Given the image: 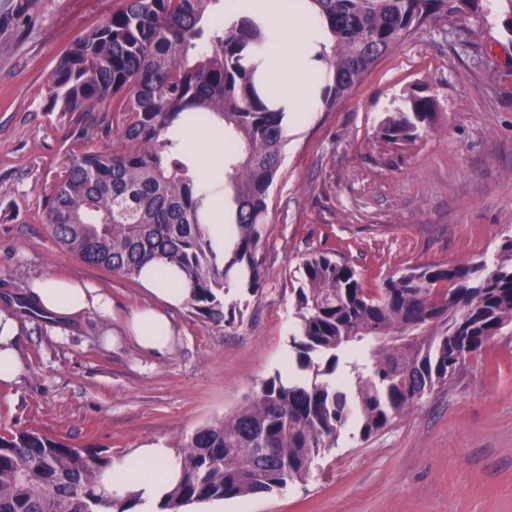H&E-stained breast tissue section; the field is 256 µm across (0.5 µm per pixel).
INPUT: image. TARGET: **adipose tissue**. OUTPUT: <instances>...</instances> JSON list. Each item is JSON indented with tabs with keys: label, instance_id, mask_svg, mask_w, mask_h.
<instances>
[{
	"label": "adipose tissue",
	"instance_id": "adipose-tissue-1",
	"mask_svg": "<svg viewBox=\"0 0 512 512\" xmlns=\"http://www.w3.org/2000/svg\"><path fill=\"white\" fill-rule=\"evenodd\" d=\"M257 19L264 33L261 47L248 59L254 66V82L273 110L288 122L308 119L331 83L327 63L331 35L313 0H224V17ZM184 151L208 171L209 235L223 247L232 233L225 222V191L218 162L224 156V140L217 126L191 125L182 133ZM138 281L150 296L149 305L131 310L122 322V333L145 354L166 356L177 336L170 318L173 308L186 305L192 296L190 283L163 259L147 263ZM30 292L47 313L53 315L55 336L68 333L71 322L88 314L108 321L113 317L111 297L96 284L66 275L33 279ZM22 323L10 310H0V382L17 381L24 369L17 340ZM179 477V466L164 444L141 447L113 457L99 485L106 503L102 512H116V503L130 495L140 499V512H156Z\"/></svg>",
	"mask_w": 512,
	"mask_h": 512
}]
</instances>
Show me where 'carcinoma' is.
Wrapping results in <instances>:
<instances>
[{
	"instance_id": "cac0c4a2",
	"label": "carcinoma",
	"mask_w": 512,
	"mask_h": 512,
	"mask_svg": "<svg viewBox=\"0 0 512 512\" xmlns=\"http://www.w3.org/2000/svg\"><path fill=\"white\" fill-rule=\"evenodd\" d=\"M220 0H120L80 37L50 73L47 110L81 120L103 101L122 114L94 117L105 135L117 129L124 149L73 153L47 202L58 244L83 262L134 280L155 257L190 281L188 303L215 322L233 279L256 292V257L267 224L269 189L281 165L284 113L268 106L243 64L263 41L259 22L224 23ZM333 35L332 108L362 75L451 0H314ZM437 102L412 92L383 125L393 140L432 127ZM224 122L222 167L235 225L231 256L210 239L204 215L206 173L178 148L180 123ZM297 367L312 376L262 383L250 402L198 427L176 450L181 478L158 512L188 504L272 493L309 475L351 416L365 439L384 430L444 385L472 354L512 329V236L491 262L426 265L367 288L336 251L315 253L297 269ZM28 317L45 312L29 296H4ZM348 356L355 390L336 382ZM111 457L75 448L38 430L0 433V512H99L102 471Z\"/></svg>"
}]
</instances>
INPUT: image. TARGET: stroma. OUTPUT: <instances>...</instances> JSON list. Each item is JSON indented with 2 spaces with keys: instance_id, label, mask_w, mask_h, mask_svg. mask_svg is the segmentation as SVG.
I'll return each mask as SVG.
<instances>
[{
  "instance_id": "35a3bbf8",
  "label": "stroma",
  "mask_w": 512,
  "mask_h": 512,
  "mask_svg": "<svg viewBox=\"0 0 512 512\" xmlns=\"http://www.w3.org/2000/svg\"><path fill=\"white\" fill-rule=\"evenodd\" d=\"M118 0H0V293L61 272L96 282L117 310L148 304L138 282L61 248L44 204L70 150H121L76 116L45 109L60 56ZM505 0L444 12L379 58L334 108L283 131L258 250L257 293L230 286L232 322L173 310L171 353L109 345L87 315L57 339L26 320L25 370L0 383V431L34 428L117 456L176 448L248 402L295 358L294 271L337 249L365 287L413 266L491 260L512 236V36ZM435 97L433 128L391 142L381 125L410 92ZM224 512H512V333L495 336L447 384L370 438L347 423L305 480L224 501Z\"/></svg>"
}]
</instances>
